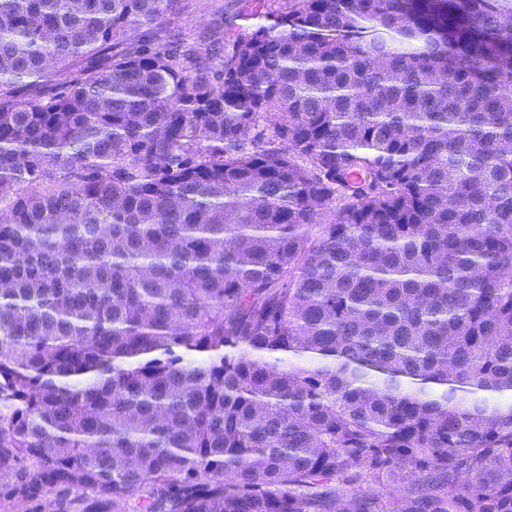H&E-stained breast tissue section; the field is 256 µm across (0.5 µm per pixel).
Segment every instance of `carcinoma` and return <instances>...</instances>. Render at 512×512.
Returning <instances> with one entry per match:
<instances>
[{
    "label": "carcinoma",
    "instance_id": "carcinoma-1",
    "mask_svg": "<svg viewBox=\"0 0 512 512\" xmlns=\"http://www.w3.org/2000/svg\"><path fill=\"white\" fill-rule=\"evenodd\" d=\"M0 0V502L512 512V0ZM232 4L234 0H180L179 12L168 29L201 39L218 27Z\"/></svg>",
    "mask_w": 512,
    "mask_h": 512
}]
</instances>
